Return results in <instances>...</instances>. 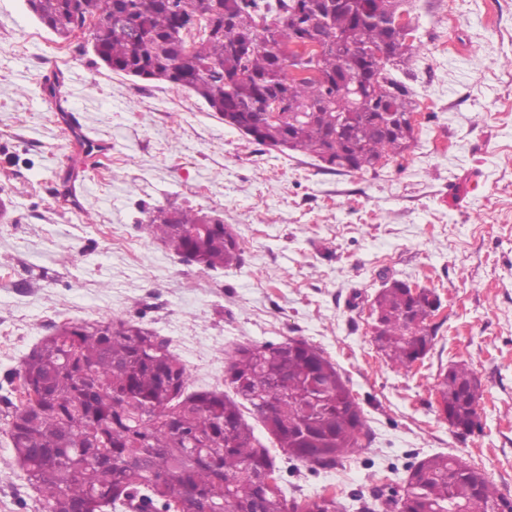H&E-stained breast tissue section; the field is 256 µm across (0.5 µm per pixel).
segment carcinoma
<instances>
[{"label":"carcinoma","instance_id":"1","mask_svg":"<svg viewBox=\"0 0 512 512\" xmlns=\"http://www.w3.org/2000/svg\"><path fill=\"white\" fill-rule=\"evenodd\" d=\"M61 42L89 19L88 35L110 70L193 92L224 123L260 145L301 151L336 173H364L414 140L413 91L394 72L413 50L412 29L391 26L406 0H349L319 14V0H29ZM323 16L339 36L319 52L293 50ZM312 68L315 79L289 75ZM286 103L266 115V98ZM149 234L199 272L239 266L241 242L199 211L159 208ZM373 341L411 371L432 346L428 321L440 298L395 280L376 296ZM189 370L170 342L125 320L65 323L7 376L18 402L0 395L16 459L48 512H113L117 505L170 512H342L334 496L287 500L269 489L275 459L220 391L186 392ZM231 385L290 456L334 468L362 447L367 421L336 365L303 339L238 345L227 358ZM451 427L473 423L482 399L462 362L435 385ZM397 512H512V498L482 472L448 454L413 467Z\"/></svg>","mask_w":512,"mask_h":512}]
</instances>
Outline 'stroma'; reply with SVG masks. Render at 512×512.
Instances as JSON below:
<instances>
[{
    "label": "stroma",
    "mask_w": 512,
    "mask_h": 512,
    "mask_svg": "<svg viewBox=\"0 0 512 512\" xmlns=\"http://www.w3.org/2000/svg\"><path fill=\"white\" fill-rule=\"evenodd\" d=\"M410 3L415 140L376 170L336 174L253 142L187 90L59 45L25 0H0V378L73 321L166 337L192 392L223 389L239 344L303 339L347 380L369 437L315 471L244 411L286 499L332 492L358 512L441 453L512 495V0ZM169 206L230 225L243 265L202 274L153 240L143 223ZM395 280L441 300L409 373L372 340V304ZM459 360L482 389L471 433L450 427L434 391ZM0 512H46L1 415Z\"/></svg>",
    "instance_id": "1"
}]
</instances>
